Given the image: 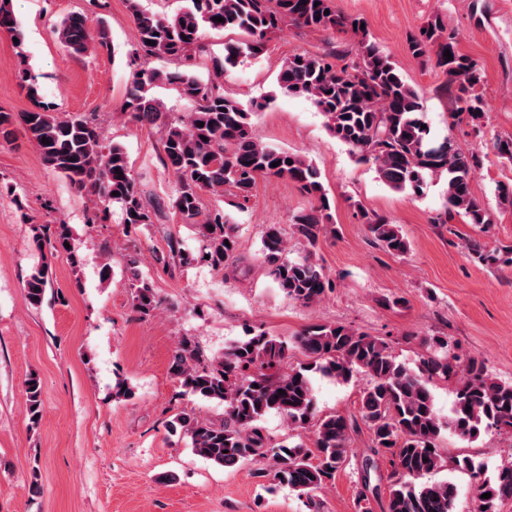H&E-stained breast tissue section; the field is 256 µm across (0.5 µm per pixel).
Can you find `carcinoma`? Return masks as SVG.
Segmentation results:
<instances>
[{"mask_svg":"<svg viewBox=\"0 0 512 512\" xmlns=\"http://www.w3.org/2000/svg\"><path fill=\"white\" fill-rule=\"evenodd\" d=\"M127 2L139 64L131 71L120 112L143 126L161 129L163 163L176 177L171 207L184 222L198 226L202 242L200 253L194 256L171 237L169 252L155 254V264L167 268L177 257L185 264L200 259L215 270L224 269L237 252L234 222L223 210L203 212L201 193L222 195L232 190L245 201L260 177L292 180L309 197V206L294 214L291 224L293 234L307 247L316 248L326 225L332 223L329 198L314 165L256 138L252 116L264 104L245 105L224 96L220 81L239 59L258 55L268 35L288 24L350 31L359 36L358 53L356 61L344 65L334 53H297L281 69L278 83L282 90L307 96L324 116L327 130L354 156L373 162L391 189L419 197L433 177L444 174L446 220L461 216L467 224L487 227L494 223L493 213L473 190L479 156L462 152L449 137L439 140L433 135L418 93L389 55L368 38L361 22L338 14L332 0H185L186 5L171 16L144 9L140 0ZM218 17L224 21H216ZM207 29L239 30L247 39L225 44L224 56L212 60L213 76L205 79L194 69V59L204 51L201 40ZM0 33L18 39L16 47H22L23 29L12 3L5 0H0ZM56 36L76 56L95 46H109L105 22L99 20L92 26L82 15L65 17ZM409 50L414 58L434 62L448 76L456 104L453 116L478 126L483 117L478 93L483 73L473 59L459 53L455 33L447 31L443 19L434 17L412 36ZM447 50L452 54L450 61L444 57ZM164 59L178 60L181 67L170 71L152 66L153 61ZM18 79L33 109L18 114L0 111V137L8 139L11 127L21 124L44 164L78 192L95 198L96 208L88 223L104 222L111 209L117 208L128 227L154 224L156 211L147 205L140 177L122 147L106 143L95 116L62 115L39 99L28 69H21ZM160 83L174 86L182 98L195 104L194 110L170 122L163 118L161 104L152 94ZM44 139L48 143H42ZM273 162L278 166H271ZM114 191L119 195H112ZM361 217L384 249L397 254L408 251L409 243L398 225L380 214L364 212ZM33 240L38 246L46 242L55 252L67 254L72 264L79 263L71 227L64 222L35 227ZM467 250L480 262L512 265V248L489 251L472 241ZM262 254L280 288L305 306L320 301L333 288L310 256L289 257L288 240L278 224L267 225ZM48 287L46 269L34 270L24 284L30 304L42 305ZM129 288L140 316H151L159 309L154 288L139 273L132 274ZM296 343L307 362L288 363V343L263 332L247 333L223 356L206 362L195 340L181 337L171 372L182 395L224 405V423H207L194 410L183 408L168 421V432L188 438L193 452L219 467L267 460L262 474L311 500L346 462L355 422L336 414L319 418L311 448L302 444L270 448L258 422L275 411L288 425L303 428L314 416V375L347 383L363 373L371 382L361 392L360 417L370 431L374 452L390 455L394 470L384 512H454L456 484L448 479L430 480L448 467L475 480L474 512H498L502 501L512 500V465L489 476L485 462L470 456H445L438 449L447 431L463 441H472L483 432L511 433L512 382L497 380L483 362L452 351L446 337L431 338L430 351L413 367L397 360L384 340L342 324L314 325ZM457 374L454 401L444 420L430 384ZM25 392L27 416L34 428L43 407L38 375L28 376ZM485 493L491 497L482 498Z\"/></svg>","mask_w":512,"mask_h":512,"instance_id":"cac0c4a2","label":"carcinoma"}]
</instances>
